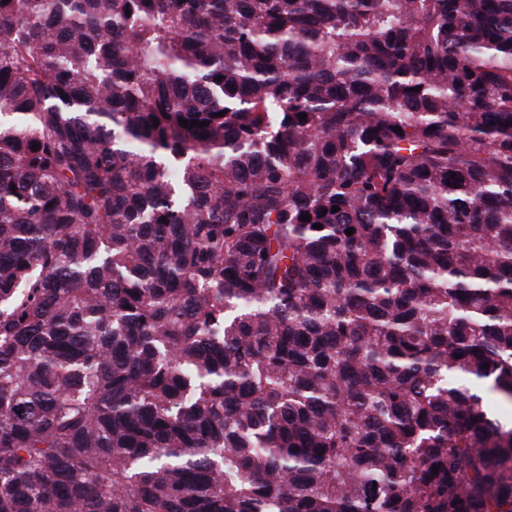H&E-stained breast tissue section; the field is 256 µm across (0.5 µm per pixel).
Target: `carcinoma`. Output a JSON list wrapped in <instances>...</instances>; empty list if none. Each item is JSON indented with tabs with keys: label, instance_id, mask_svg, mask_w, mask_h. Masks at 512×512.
I'll return each mask as SVG.
<instances>
[{
	"label": "carcinoma",
	"instance_id": "1",
	"mask_svg": "<svg viewBox=\"0 0 512 512\" xmlns=\"http://www.w3.org/2000/svg\"><path fill=\"white\" fill-rule=\"evenodd\" d=\"M481 386L512 0H0V512H512Z\"/></svg>",
	"mask_w": 512,
	"mask_h": 512
}]
</instances>
